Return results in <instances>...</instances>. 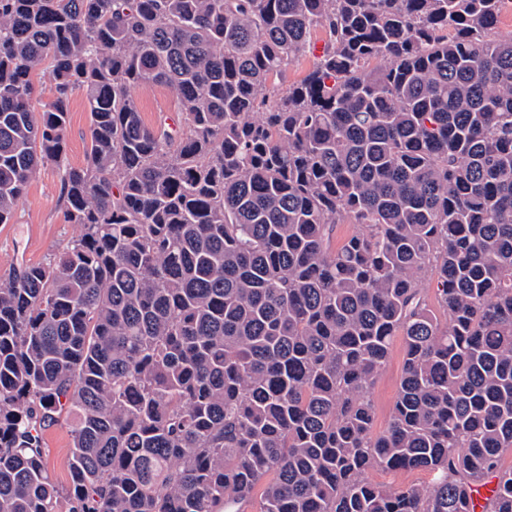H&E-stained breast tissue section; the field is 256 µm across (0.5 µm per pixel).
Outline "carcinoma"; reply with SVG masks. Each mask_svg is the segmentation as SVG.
I'll return each instance as SVG.
<instances>
[{
	"label": "carcinoma",
	"mask_w": 512,
	"mask_h": 512,
	"mask_svg": "<svg viewBox=\"0 0 512 512\" xmlns=\"http://www.w3.org/2000/svg\"><path fill=\"white\" fill-rule=\"evenodd\" d=\"M507 2L0 0V224L51 164L81 228L0 276V512H512ZM133 95L146 123L154 124L162 115L170 118L168 122L177 118V97L167 86L153 85L137 88ZM88 126L89 110L85 99L79 94L71 101L65 132L67 156L73 165H81L85 161ZM402 363L403 347L400 339L397 338L393 342L389 363L380 372L372 388V397L377 411L376 429L378 430L385 428L389 419L390 410L398 392ZM46 455L51 479L60 487L69 482L70 438L65 425H56L45 432ZM366 477L377 483L394 485L413 484L422 488H426L430 480V476L421 471L404 472L402 474L391 475L377 470H371L366 474Z\"/></svg>",
	"instance_id": "cac0c4a2"
}]
</instances>
